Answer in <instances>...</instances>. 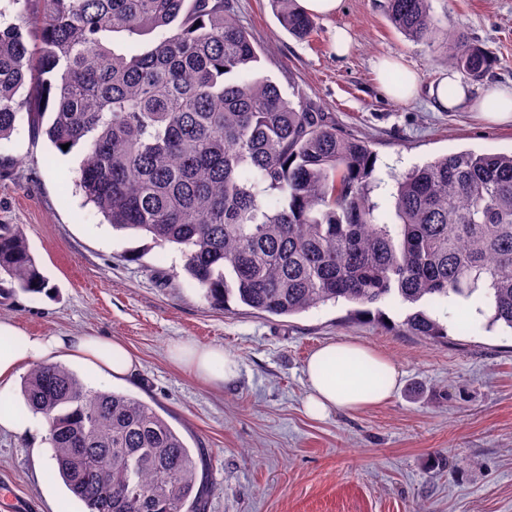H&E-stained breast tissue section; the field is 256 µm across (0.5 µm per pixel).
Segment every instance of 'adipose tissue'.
<instances>
[{
    "label": "adipose tissue",
    "mask_w": 512,
    "mask_h": 512,
    "mask_svg": "<svg viewBox=\"0 0 512 512\" xmlns=\"http://www.w3.org/2000/svg\"><path fill=\"white\" fill-rule=\"evenodd\" d=\"M69 357L107 381H125L136 375L140 363L118 340L87 335L30 336L0 320V430L28 436L36 420H21L10 405L17 376L39 361ZM171 358L195 376L214 383L234 380L239 364L223 348L176 344ZM308 385L306 410L316 419L337 412H356L386 402L399 385L400 374L390 360L364 345L339 341L313 352L305 366Z\"/></svg>",
    "instance_id": "1"
}]
</instances>
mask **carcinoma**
Listing matches in <instances>:
<instances>
[{
	"mask_svg": "<svg viewBox=\"0 0 512 512\" xmlns=\"http://www.w3.org/2000/svg\"><path fill=\"white\" fill-rule=\"evenodd\" d=\"M13 2L39 45L0 27V139L25 116L58 150L84 143L86 201L115 231L176 246L210 305L289 317L347 303L356 317L398 300L415 310L397 329L440 342L448 326L420 304L463 313L475 298L485 329L512 331V153L445 154L395 177L388 223L369 143L252 76L257 48L224 0ZM272 3L293 37L316 31L296 0ZM387 11L406 38L430 42L431 0H388ZM106 31L156 39L116 54ZM445 36L463 77L496 64L454 28ZM5 276L23 292L49 288L8 224ZM22 395L86 512H205L197 461L152 405L90 389L61 364L32 368Z\"/></svg>",
	"mask_w": 512,
	"mask_h": 512,
	"instance_id": "1",
	"label": "carcinoma"
}]
</instances>
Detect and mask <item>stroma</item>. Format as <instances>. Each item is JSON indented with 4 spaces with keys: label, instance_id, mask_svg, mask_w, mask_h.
<instances>
[{
    "label": "stroma",
    "instance_id": "stroma-1",
    "mask_svg": "<svg viewBox=\"0 0 512 512\" xmlns=\"http://www.w3.org/2000/svg\"><path fill=\"white\" fill-rule=\"evenodd\" d=\"M229 5L257 47L256 75L369 142L381 204L392 174L447 153L512 151V122H492L481 105L493 86L512 85V0H431L440 22L497 57L470 83L471 105L448 110L430 94L448 73L443 34L430 46L407 40L391 27L387 0H344L309 42L283 29L269 0ZM339 27L352 37L343 57L333 49ZM383 57L416 74L415 98L385 93ZM84 153L81 144L59 152L24 119L0 140V225L23 233L51 286L30 294L0 283V319L26 335L126 343L141 368L116 388L155 406L182 435L203 477L205 512H512V333L452 321L444 342L403 335L399 305L384 306L381 320L347 319L342 305L290 317L235 302L215 309L177 250L113 231L85 203ZM350 340L391 360L401 384L382 405L311 419L306 361ZM186 341L223 347L238 377L216 385L176 365L169 349ZM44 438L0 433V512L14 498L30 512H84L60 478L42 473L51 461Z\"/></svg>",
    "mask_w": 512,
    "mask_h": 512
}]
</instances>
